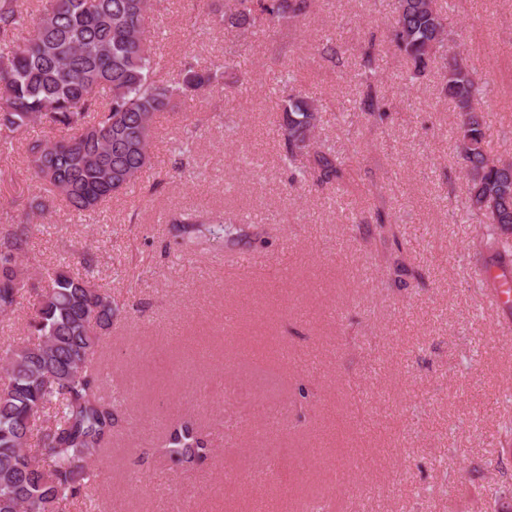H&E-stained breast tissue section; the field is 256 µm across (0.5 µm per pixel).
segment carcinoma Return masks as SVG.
Listing matches in <instances>:
<instances>
[{"label": "carcinoma", "instance_id": "1", "mask_svg": "<svg viewBox=\"0 0 512 512\" xmlns=\"http://www.w3.org/2000/svg\"><path fill=\"white\" fill-rule=\"evenodd\" d=\"M25 2L0 0V154L32 125L54 132L30 149L31 180L49 186L80 217L136 188L151 164L157 114L219 88L230 61H188L174 77L160 74V59L144 37L153 0H44L35 19ZM310 2L227 0L212 8L206 24L255 34L304 16ZM387 38L410 63L409 82L432 57L441 60L444 89L459 115L456 152L468 180L464 215L480 225L505 278L512 261V247L503 241L512 234V162L490 158L484 147L474 103L488 96V79L461 53L440 52L446 26L437 0H397ZM361 110L375 119L387 112L370 93ZM280 112L281 162L291 180L337 183L341 161L333 147L315 141L317 100L288 93ZM193 144L191 130L172 142L177 168L194 162ZM48 208V200L34 196L21 217L8 213L0 222V323L14 317L31 287L16 279L15 268L29 252L33 216ZM171 231L180 245L199 238L229 245L242 229L230 218L179 212ZM83 265L82 276L62 267L41 274L46 286L29 323L35 341L6 349L0 359V512H71L77 501L80 512H96L90 461L112 441L121 403L103 397L93 361L120 306L92 284L91 260L83 258ZM42 413L51 417L46 427L37 425ZM156 452L179 469L205 461L212 449L192 422L177 420Z\"/></svg>", "mask_w": 512, "mask_h": 512}]
</instances>
